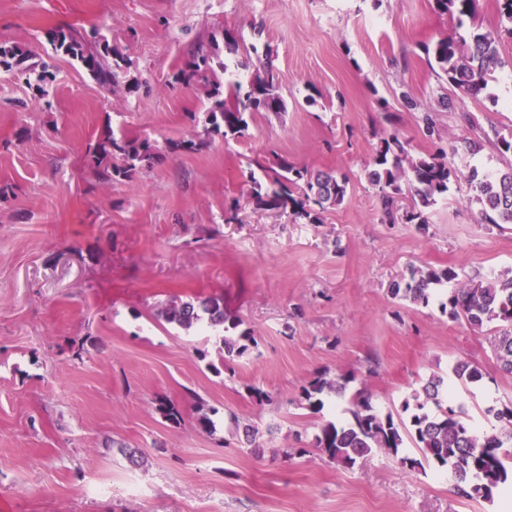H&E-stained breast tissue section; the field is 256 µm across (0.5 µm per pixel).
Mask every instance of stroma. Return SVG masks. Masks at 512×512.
<instances>
[{
	"label": "stroma",
	"mask_w": 512,
	"mask_h": 512,
	"mask_svg": "<svg viewBox=\"0 0 512 512\" xmlns=\"http://www.w3.org/2000/svg\"><path fill=\"white\" fill-rule=\"evenodd\" d=\"M501 22L496 0H479L462 26L433 0H0V46L53 73L43 96L0 67V512H512L511 490L469 500L440 470L379 451L330 462L312 441L347 404L315 413L301 399L317 375H348L350 390L406 421L421 379L468 362L483 379L452 383L453 408L489 431L485 408L512 403L498 322L473 327L390 294L413 266L452 269L459 286L512 277V224L484 223L466 179L501 168L495 150L454 157L461 176L420 227L382 223L365 177L381 139L397 136L414 158L432 152L420 121L430 108L446 145L473 135L462 112L512 134V68L470 98L422 50ZM61 24L118 48L139 91L102 89L55 54L45 33ZM201 43L214 47L209 81L174 84ZM265 50L285 112L255 113L244 138L166 152L202 132L213 83L249 78ZM107 126L164 158L132 181L96 182L88 149ZM275 153L346 174L345 201L315 224L256 208L251 163ZM195 296L223 298L256 339L222 372L210 367L216 343L155 318ZM196 395L213 431L197 422ZM160 396L180 406V424L156 411ZM233 414L263 429L260 450L242 447ZM123 444L142 449L140 466ZM282 448L300 454L286 461Z\"/></svg>",
	"instance_id": "stroma-1"
}]
</instances>
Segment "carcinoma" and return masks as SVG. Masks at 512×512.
<instances>
[{
	"mask_svg": "<svg viewBox=\"0 0 512 512\" xmlns=\"http://www.w3.org/2000/svg\"><path fill=\"white\" fill-rule=\"evenodd\" d=\"M435 5L461 23L463 18L476 14L478 0H435ZM47 37L55 53L79 63L100 87L110 89L120 84L126 60L107 40L92 41L69 25L49 29ZM498 44V35L475 32L468 41L441 37L433 46H425V53L433 57L450 86L473 98L487 90L497 69L509 65L501 58ZM212 61L210 50L198 48L184 68L174 75L173 82L188 86L206 78L212 70ZM0 66L24 75L28 81L34 80L40 93L46 94L45 85L51 81L48 65L33 60L30 51L17 46L0 47ZM282 81L281 73L273 67L267 52L248 80L228 73L224 85H213L212 102L205 112L204 136L171 140L167 142V150L195 152L213 135H220L226 141L245 137L249 118L254 113L277 114L285 110L280 93ZM484 140L490 137L482 131L478 138L463 141V145L454 147L453 151L475 155ZM494 146L502 158L503 169L494 174L471 169L468 181L472 199L480 205L481 219L485 223L512 224V137L497 133ZM158 157L157 147L149 140L118 138L109 128L103 131L91 151L93 174L104 184L119 179L131 181ZM262 170L269 186L265 188L260 181L252 179L251 193L256 205L268 210L288 209L295 217L312 224L319 221V214L325 209L341 205L348 193L347 178H339L333 171L297 167L281 155ZM455 175L444 151L412 158L402 142L392 136L381 141L374 168L367 172V179L379 195L381 221L396 224L401 220L405 224L421 225L427 223L426 209L448 192V184ZM406 191L412 196L413 207L401 213L398 196ZM455 279V272L449 268H413L409 277L393 285L390 293L405 302L423 306L437 297L442 313L470 325L503 323L494 351L500 368L512 374V278H493L474 286L441 289ZM156 317L188 334L201 332L218 337V356L223 367L248 354L256 344L250 329H240L242 320L227 316L223 300L218 297L173 300L158 309ZM451 373L464 385L482 378L478 367L467 362L454 365ZM349 382L345 377L327 378L320 374L309 381L302 392L309 407L318 410L323 408L326 398L348 399L346 411L350 418L322 425L312 442L330 461L350 467L358 458L376 450L396 456L409 439L419 449L422 460L403 456L401 464L415 468L426 463L446 469L457 493L465 498L490 502L502 487L512 482V465L506 464L512 457L507 452L512 447V406L496 413L497 418L505 421L503 429L479 434L461 412L443 405L448 383L443 376L433 374L404 401V410H412L406 426L391 413L379 412L367 394L346 397ZM230 420L245 447H259L257 426L242 423L235 415Z\"/></svg>",
	"mask_w": 512,
	"mask_h": 512,
	"instance_id": "cac0c4a2",
	"label": "carcinoma"
}]
</instances>
